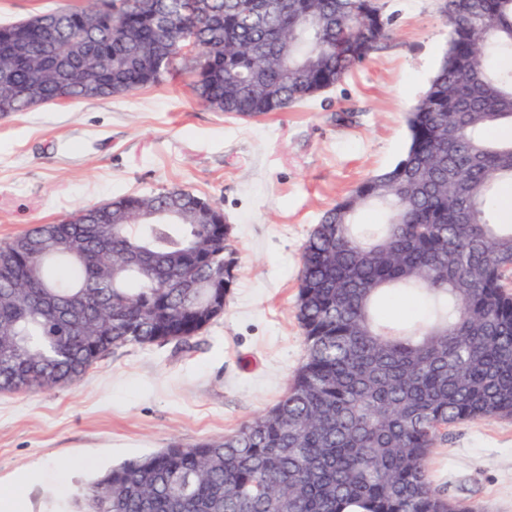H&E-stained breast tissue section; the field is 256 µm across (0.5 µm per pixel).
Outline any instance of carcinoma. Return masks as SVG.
Returning <instances> with one entry per match:
<instances>
[{
	"label": "carcinoma",
	"mask_w": 512,
	"mask_h": 512,
	"mask_svg": "<svg viewBox=\"0 0 512 512\" xmlns=\"http://www.w3.org/2000/svg\"><path fill=\"white\" fill-rule=\"evenodd\" d=\"M100 0L0 25V115L119 97L195 75L203 106L256 118L341 82L392 35L381 0ZM448 46L407 116L391 169L325 211L301 257L306 362L269 410L222 438L175 444L96 478L81 512H472L433 487L441 430L512 418V0H443ZM95 72L99 92L70 83ZM385 210L363 232L358 214ZM221 206L126 194L0 242V391L72 385L123 347L186 342L224 313L239 261ZM420 291L428 320L375 313Z\"/></svg>",
	"instance_id": "1"
}]
</instances>
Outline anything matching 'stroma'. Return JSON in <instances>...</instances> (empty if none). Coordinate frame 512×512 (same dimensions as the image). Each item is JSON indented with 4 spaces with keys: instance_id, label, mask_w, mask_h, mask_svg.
<instances>
[{
    "instance_id": "obj_1",
    "label": "stroma",
    "mask_w": 512,
    "mask_h": 512,
    "mask_svg": "<svg viewBox=\"0 0 512 512\" xmlns=\"http://www.w3.org/2000/svg\"><path fill=\"white\" fill-rule=\"evenodd\" d=\"M384 3L393 37L336 87L282 112L209 111L184 71L127 96L0 118V240L176 187L223 208L241 259L223 316L189 345L128 347L77 384L0 392V502L19 493L13 512H75L97 474L231 434L286 393L306 355L295 315L302 245L336 199L403 157L407 113L446 48L437 0ZM430 476L475 512H512V418L448 426Z\"/></svg>"
}]
</instances>
